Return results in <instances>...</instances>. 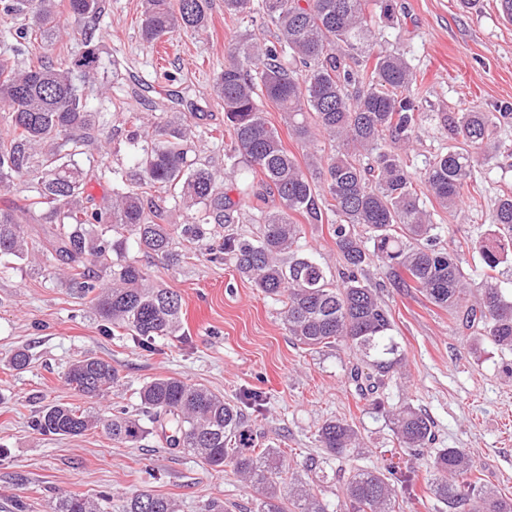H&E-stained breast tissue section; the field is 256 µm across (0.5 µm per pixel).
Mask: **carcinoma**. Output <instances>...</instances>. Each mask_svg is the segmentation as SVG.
I'll use <instances>...</instances> for the list:
<instances>
[{
  "label": "carcinoma",
  "instance_id": "cac0c4a2",
  "mask_svg": "<svg viewBox=\"0 0 512 512\" xmlns=\"http://www.w3.org/2000/svg\"><path fill=\"white\" fill-rule=\"evenodd\" d=\"M142 38L151 43L175 32L207 27L208 0H143ZM368 0H262L263 14L275 26L276 40L243 38L230 47L213 79L224 104L229 143L224 158L229 174L244 168L255 181L222 189L208 160L187 162V143L196 129L179 112H170L144 137L132 157L139 178L116 184L101 202L86 193L106 173L84 166L82 157L102 142L78 82L97 79L99 55L94 33H82L80 55L31 61L35 43L58 39L56 0H0L5 14L29 16L12 34L10 55L0 58V105L7 108L8 133L0 136V186L14 181L13 199L0 204V274L21 264L38 266L42 258L64 265L62 284L89 300L101 330L121 331L139 348L153 350L159 340L182 333V297L151 282L135 250L167 266L181 262L174 242L198 246L212 263L231 264L237 274L264 295L283 299L282 323L288 335L307 349L345 348L361 354L349 367L359 396L379 407L381 394L402 363L391 331L393 323L376 289L361 278L364 266L383 262L399 288H414L450 313L463 311L462 323L512 352V291L493 272L512 258V195L499 199L492 216V238L479 247L483 264L480 293L467 298V272L457 252L437 247L438 225L420 204L416 182L442 208L457 209L476 168L490 159L492 132L504 112H461L448 117L449 129L463 146L436 155L422 175L407 163L420 113L411 89L416 75L400 54L371 51L381 31L367 14ZM101 0H68V12L86 17ZM224 11L249 15L253 0H224ZM353 52L364 68L346 61ZM275 102L288 117V129L303 144L313 130L336 141V153L322 162L307 152L305 164L288 152L265 119L257 98ZM169 187L196 212L182 223L166 219L165 200L153 189ZM236 196H231V192ZM272 194L280 206L252 205ZM251 205L260 231H234L242 207ZM301 214L309 224L331 226L344 266L338 279L299 245ZM39 225L32 237L26 225ZM31 363L26 348L9 364L23 371ZM67 385L88 399H100L119 382L105 359L86 355L64 374ZM140 413L124 406L108 414L68 404L42 406L30 421L42 435L76 438L102 427L112 441L134 445L161 430L169 448H182L213 468L232 467L253 487L258 512H328L326 502L302 476L291 477L283 497L282 475L290 472L279 448L259 447L257 433L241 406L223 395L173 376L145 382L137 392ZM400 447L420 452L434 439L433 422L405 402L390 414ZM325 452L339 460L362 447L355 427L343 420L318 430ZM432 493L448 512H512V498L484 490L475 462L461 448H438L429 463ZM406 475L398 466L387 472L358 469L340 487L346 512H395L394 482ZM293 506L288 510L284 503ZM52 512H102L99 501L82 495L59 497ZM123 512H177L175 501L142 491Z\"/></svg>",
  "mask_w": 512,
  "mask_h": 512
}]
</instances>
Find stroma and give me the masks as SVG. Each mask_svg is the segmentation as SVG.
Segmentation results:
<instances>
[{
    "mask_svg": "<svg viewBox=\"0 0 512 512\" xmlns=\"http://www.w3.org/2000/svg\"><path fill=\"white\" fill-rule=\"evenodd\" d=\"M392 4L376 47L404 53L423 88L417 99L423 121L409 155L413 171L423 172L450 142L441 114L506 115L499 148L477 175L479 206L466 201L451 213L426 203L441 226V246L458 251L478 283L481 260L474 245L491 232L497 199L512 192V22L504 20L498 0H480L470 12L462 11L458 0ZM142 11V0H104L99 15L67 19L68 35L46 49L52 56L78 54L82 27L94 28L107 84H88L83 92L112 132V151L95 149L90 157L123 174L133 170L130 135L143 133L144 120L170 112L183 113L199 132L188 160L217 155L207 132L223 128L224 107L212 92L213 77L241 35L275 38L261 11L242 19L225 13L224 0H210L205 32L173 33L150 49L140 36ZM142 263L152 280L180 294L183 304L184 338L159 342L153 351L140 349L126 335H104L88 302L56 279L59 262L46 263L38 273L24 268L0 275V512H15L18 499L26 512H51L61 495L96 497L105 491L110 498L102 504L104 512H120L124 500L144 489L173 498L180 512H200L212 498L231 505L232 512H255L256 492L231 468L214 469L167 447L162 437L127 446L101 431L72 439L33 431L30 420L42 405L81 404L64 373L86 354L110 361L120 374L118 385L98 402L104 411L116 405L136 409L138 388L157 376L200 383L235 402L243 393L260 392V405L247 410L249 420L297 472L308 457H322L317 431L324 421L356 426L363 448L348 465L330 461L327 481L314 485L332 512L341 507L337 489L345 468L383 470L405 456L385 408L360 399L349 383L347 353L297 345L283 327L281 303L241 279L231 265L213 264L191 251L174 268L147 257ZM363 278L389 309L393 338L405 356L386 391L388 405L411 400L433 421L435 447L465 450L479 465L482 485L512 497V353L475 339L455 315L415 289L395 287L382 262L366 266ZM19 347L32 355L22 372L8 366ZM409 467L411 481L397 488L396 512H435L426 458H410Z\"/></svg>",
    "mask_w": 512,
    "mask_h": 512,
    "instance_id": "obj_1",
    "label": "stroma"
}]
</instances>
